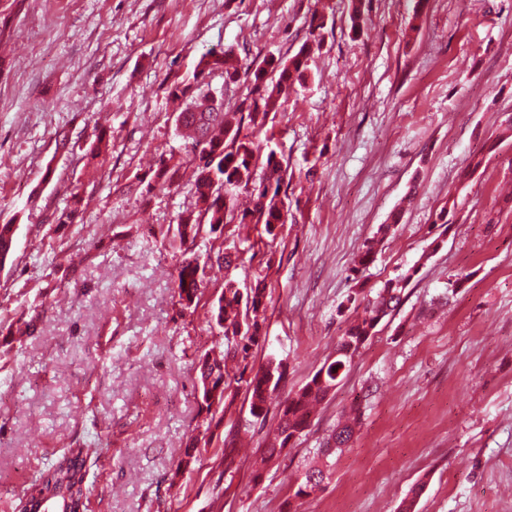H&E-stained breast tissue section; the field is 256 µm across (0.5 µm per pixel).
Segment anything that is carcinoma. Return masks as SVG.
Returning a JSON list of instances; mask_svg holds the SVG:
<instances>
[{
  "label": "carcinoma",
  "mask_w": 512,
  "mask_h": 512,
  "mask_svg": "<svg viewBox=\"0 0 512 512\" xmlns=\"http://www.w3.org/2000/svg\"><path fill=\"white\" fill-rule=\"evenodd\" d=\"M323 29V16L312 14L295 55L283 58L271 54L253 67H242L231 47L210 49L199 58L193 81H176L172 84L170 94L185 99V106L176 118L177 125L189 131L186 140L195 148L187 155L192 168L196 207L181 217L175 227L169 228L167 240L170 246L191 251L200 238L209 241L220 239L215 233V226H227L234 222L243 224L248 217L263 225L266 236L272 239L277 237L278 228L286 223L288 213V206L280 197L286 168L275 151L261 154L258 144L250 136L241 135V129L245 123L262 129L268 113L279 111L288 101V93L306 83L311 53L313 49L321 47ZM242 73L250 77L251 93L254 95L248 112L240 109L226 112L222 103L216 107L205 104L203 96L212 93L211 77L220 76L227 86L238 82ZM185 175L183 166L170 167L165 160H160L156 177L162 183L178 185ZM402 216L403 210L398 209L391 215L389 223L379 225L358 254L355 271L359 272L375 261L379 245L400 223ZM15 234V225L0 224V269L6 265L13 251ZM217 260L224 263V289L211 304L210 322L224 329V341L219 344L222 348L219 356L207 351L198 360L201 408L214 418L232 405V401L222 395L217 404L208 402L209 386L221 385L226 388L230 385L224 367L226 361L231 360L242 364L236 382L245 383L250 413L259 417L283 377L282 363L273 356L255 371H248L246 364L247 344L257 342L249 335L247 320L258 318L256 304H265L266 287L264 281L258 280L250 288L252 297L241 296L236 281L229 277L231 269L238 265V252L219 253ZM206 276V267L200 266L197 259H185L177 268L175 277L179 301L198 299ZM411 279L409 272L400 274L388 280L374 295L362 296V301L358 303L362 312L339 337L335 360L320 367L303 386L280 404L279 418L268 432L259 465L280 456L289 437L302 436L310 424L314 409L338 385V378L347 371L364 344L375 335L378 325L398 309ZM362 413V401L357 399L350 406L345 422L334 427L323 438L321 454L329 457L347 447ZM85 479L84 459L79 449L52 461L45 473L32 484L31 496L42 494L52 485H60L70 490L77 499H84ZM325 479L326 474L321 469L306 471L293 495L280 503L279 512H292L293 500L310 495Z\"/></svg>",
  "instance_id": "1"
}]
</instances>
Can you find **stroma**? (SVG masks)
<instances>
[{
    "mask_svg": "<svg viewBox=\"0 0 512 512\" xmlns=\"http://www.w3.org/2000/svg\"><path fill=\"white\" fill-rule=\"evenodd\" d=\"M362 4L355 35L349 0H0V224L17 227L0 269V508L20 512L40 470L86 448L88 512H278L292 478L321 465L329 477L298 512H398L410 497L414 512H512V0ZM314 13L326 34L311 76L256 137L288 170L286 222L257 252V226L225 241L240 252L228 275L267 284L248 363L276 355L285 377L258 418L232 385L181 472L206 424L196 366L217 342L208 311L228 275L212 270L198 305L179 304L184 255L164 233L195 197L156 178L160 159L185 157L168 88L212 48L234 46L246 65L292 56ZM74 192L86 207L58 223ZM409 270L399 309L255 477L281 402L354 319L348 295ZM365 385L353 440L318 457ZM402 216V210L398 209L391 215L389 224L379 225L376 233L364 243L362 250L358 254L355 261V272H360L375 261L379 245L391 233L393 227L400 223Z\"/></svg>",
    "mask_w": 512,
    "mask_h": 512,
    "instance_id": "obj_1",
    "label": "stroma"
}]
</instances>
